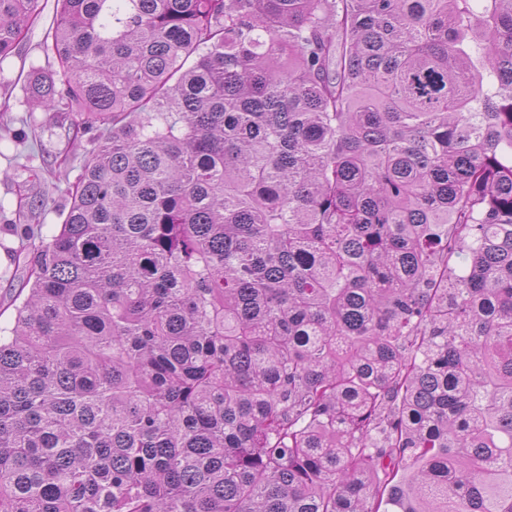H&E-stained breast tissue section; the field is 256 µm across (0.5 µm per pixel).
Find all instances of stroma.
Segmentation results:
<instances>
[{
	"label": "stroma",
	"mask_w": 512,
	"mask_h": 512,
	"mask_svg": "<svg viewBox=\"0 0 512 512\" xmlns=\"http://www.w3.org/2000/svg\"><path fill=\"white\" fill-rule=\"evenodd\" d=\"M39 14L16 48L0 61V330L13 325L22 261L63 224L82 166L102 140L103 128L64 103L32 106L31 72L63 70L48 49L57 0H40Z\"/></svg>",
	"instance_id": "35a3bbf8"
}]
</instances>
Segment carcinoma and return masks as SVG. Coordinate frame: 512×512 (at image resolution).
<instances>
[{
	"instance_id": "obj_1",
	"label": "carcinoma",
	"mask_w": 512,
	"mask_h": 512,
	"mask_svg": "<svg viewBox=\"0 0 512 512\" xmlns=\"http://www.w3.org/2000/svg\"><path fill=\"white\" fill-rule=\"evenodd\" d=\"M57 2L0 512H512V0Z\"/></svg>"
}]
</instances>
